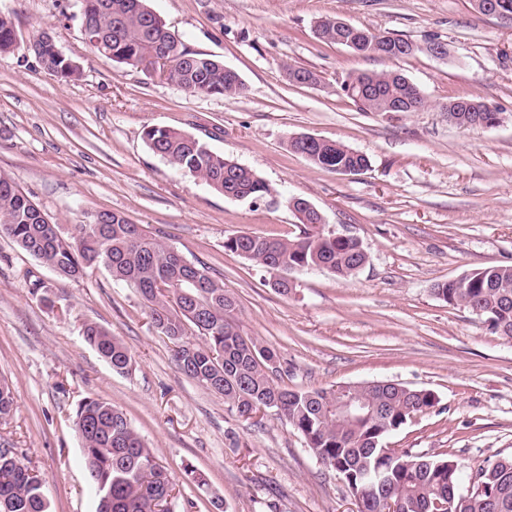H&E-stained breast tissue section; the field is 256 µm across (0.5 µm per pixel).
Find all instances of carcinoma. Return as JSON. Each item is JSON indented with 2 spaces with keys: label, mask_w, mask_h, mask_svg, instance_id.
Listing matches in <instances>:
<instances>
[{
  "label": "carcinoma",
  "mask_w": 512,
  "mask_h": 512,
  "mask_svg": "<svg viewBox=\"0 0 512 512\" xmlns=\"http://www.w3.org/2000/svg\"><path fill=\"white\" fill-rule=\"evenodd\" d=\"M83 26L95 32L89 43L93 53L108 60L137 67L157 55L170 63L167 81L200 95L233 97L244 94L237 72L224 63L189 50L163 20L148 9L144 0H82ZM316 28L325 44L343 46L367 58H386L387 47L400 57L431 53L448 44L436 37L424 40L427 49L410 50V40L384 36L369 29L339 24L335 16H322ZM15 24L0 14V54L14 51ZM48 70L65 79L80 75V69L57 59L52 49ZM295 84L317 85L319 76L304 67H288ZM347 97L369 112H416L425 99L416 84L398 71L360 73L344 80ZM448 121L465 129L492 123L497 110L468 96L448 98L443 105ZM149 148L172 166L205 181L219 194L235 200H260L271 188L254 170L224 158L202 140L164 126L144 132ZM289 149L313 166L331 173L366 168L368 157L341 141H307L288 138ZM304 225L293 237H273L240 232L225 241V247L269 269L280 264L285 271L324 269L347 279L368 262L362 244L340 239L325 231L323 218L290 204ZM44 213L16 186L0 175V233L22 251L59 275L76 279L78 272L104 266L113 279L137 288L154 326L173 344L178 369L244 416L251 403L276 412L304 438L318 461L334 470L359 502L358 512H384L392 503L396 512H445L440 505L459 502L464 481L462 468H452L449 456H413L400 459L381 454L383 442L405 425L410 416L434 407L436 395L426 389L388 387L374 394L384 408L378 420L344 424L336 420V388L290 389L273 382L268 359L274 352L243 337L233 316L237 301L224 291L201 265L184 259L172 247L149 235L125 216L112 213L101 224H80L64 238L47 227ZM436 292L452 306L493 319L491 327L512 338V265L490 266L437 285ZM85 341L112 369L129 370L132 357L126 346L105 327L86 323ZM199 336L203 344L191 337ZM14 396L8 383L0 381V422L13 414ZM76 421L88 423L82 441L83 457L97 496L96 512H156L171 499L173 480L165 466L133 430L126 414L112 404L96 399L83 401ZM30 468L12 452H0V512H47L44 487L29 475ZM486 493L470 496L463 512H512V457L496 467L479 471Z\"/></svg>",
  "instance_id": "1"
}]
</instances>
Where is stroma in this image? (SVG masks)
<instances>
[{
  "label": "stroma",
  "mask_w": 512,
  "mask_h": 512,
  "mask_svg": "<svg viewBox=\"0 0 512 512\" xmlns=\"http://www.w3.org/2000/svg\"><path fill=\"white\" fill-rule=\"evenodd\" d=\"M82 0H0L24 37L49 32L81 75L66 80L26 50L0 54V174L46 213L63 237L110 210L142 225L235 297L242 336L276 354L275 383L293 389L390 381L438 403L386 447L452 456L467 474L512 456V339L450 306L437 284L512 264V16L475 13L470 0H147L190 50L237 71L242 96L194 95L149 72L97 57ZM332 15L416 42L434 36L445 58L356 56L313 32ZM316 71L302 86L288 66ZM396 69L421 89L416 112H364L348 74ZM489 102L501 123L474 130L448 120V98ZM153 125L180 129L271 187L237 201L172 167L148 147ZM339 140L366 154L356 176L311 165L290 136ZM301 197L326 229L357 238L369 259L352 278L293 272L288 295L271 275L225 248L239 232L295 236L288 205ZM98 323L132 356L112 370L83 338ZM0 379L14 411L0 444L45 481L48 512H95L75 426L88 398L122 409L179 488L175 512H358L344 482L284 419H244L184 376L173 346L131 285L104 267L60 276L0 236ZM206 479L197 485L185 473Z\"/></svg>",
  "instance_id": "35a3bbf8"
}]
</instances>
